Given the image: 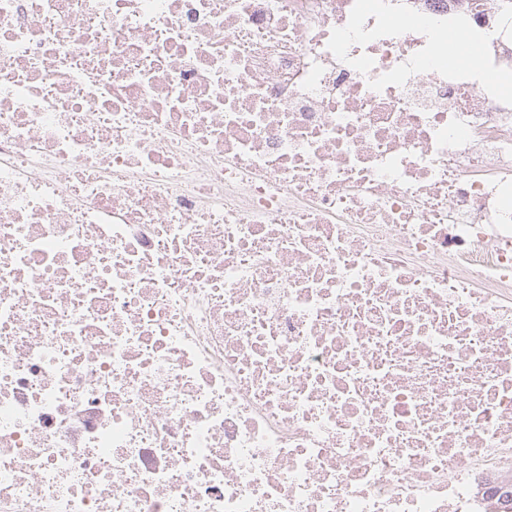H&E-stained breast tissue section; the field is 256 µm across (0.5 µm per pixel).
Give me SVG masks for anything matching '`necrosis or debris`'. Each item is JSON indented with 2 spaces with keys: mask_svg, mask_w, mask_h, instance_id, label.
<instances>
[{
  "mask_svg": "<svg viewBox=\"0 0 512 512\" xmlns=\"http://www.w3.org/2000/svg\"><path fill=\"white\" fill-rule=\"evenodd\" d=\"M501 15L0 0V512H512Z\"/></svg>",
  "mask_w": 512,
  "mask_h": 512,
  "instance_id": "obj_1",
  "label": "necrosis or debris"
}]
</instances>
